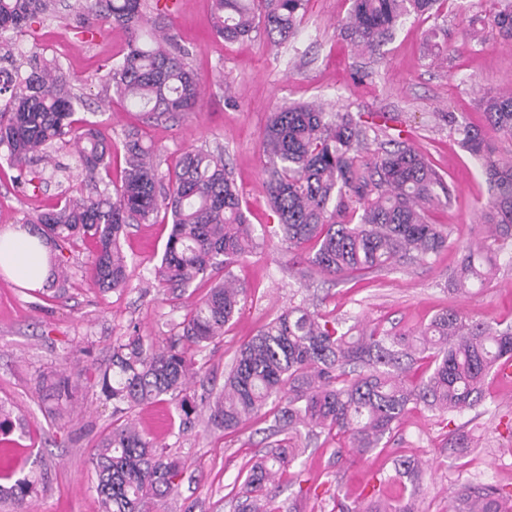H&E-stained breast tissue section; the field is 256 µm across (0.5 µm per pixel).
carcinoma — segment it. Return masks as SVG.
Masks as SVG:
<instances>
[{"label": "carcinoma", "mask_w": 512, "mask_h": 512, "mask_svg": "<svg viewBox=\"0 0 512 512\" xmlns=\"http://www.w3.org/2000/svg\"><path fill=\"white\" fill-rule=\"evenodd\" d=\"M306 0H213L216 34L224 40L248 37L261 22L266 35L286 41L294 35ZM443 0H353L343 31L362 50L374 53L402 17L433 16ZM56 0H0V38L23 30L38 15L56 12ZM80 16L123 26L129 34L123 53L107 76L116 92L149 119H178L202 97L198 76L184 61L168 28L159 22L168 5L161 0H78ZM153 23V31L143 28ZM489 24L512 42V0L500 5ZM27 69L0 67V160L17 172L26 187L43 180L34 166L50 158L56 143H73L85 191L66 197L56 208L27 215L32 234L54 250L90 236L97 257L93 284L103 292L128 283L120 237L132 223L147 221L159 210L171 214L172 232L154 266L161 288L182 291L193 281L218 280L203 301L176 324L177 333L157 346L137 328L112 343V356L98 368L97 384L124 414L168 396L175 401L179 430L195 427L202 408L208 424L236 430L252 414L273 405L277 434L271 449L250 466L238 512H278L267 485L305 453L304 441L321 434L342 436L347 447L336 453L364 455L389 439L408 411L421 406L441 413L476 408L483 384L498 365L512 360V327L500 329L474 321L454 308L436 314L412 331L377 327L343 328L337 318L302 306L289 308L244 343L217 395L187 393L200 372L195 350L224 335L239 313L244 289L233 283L230 267L258 247L221 150L192 149L179 170L163 184L153 162L154 150L138 133L126 135V167L115 192L100 189L111 145L88 122L77 133L76 97L58 68L40 54L27 57ZM487 121L502 142L512 144V91L482 99ZM376 114L327 112L299 104L271 113L264 136L269 202L277 215L276 233L289 247L313 242L316 251L303 259L299 274L346 276L414 261L443 249L448 236L425 218V208L452 199L425 157L403 140L367 157L362 153ZM463 146L480 164L489 198L481 221L490 235L463 249L448 278L458 293L485 286L512 249V154L504 157L484 131L456 124ZM428 362V375L410 379L414 365ZM96 492L102 512H142L148 497H166L179 486L185 463L148 439L131 422L115 424L93 457ZM422 478L415 460L399 456L390 479L410 485L409 500L392 507L376 496L338 512H415L412 498ZM0 485V500L23 509L36 492L28 474ZM449 512H512V494L493 485H463L454 492Z\"/></svg>", "instance_id": "obj_1"}]
</instances>
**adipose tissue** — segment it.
Here are the masks:
<instances>
[{
  "label": "adipose tissue",
  "instance_id": "adipose-tissue-1",
  "mask_svg": "<svg viewBox=\"0 0 512 512\" xmlns=\"http://www.w3.org/2000/svg\"><path fill=\"white\" fill-rule=\"evenodd\" d=\"M0 271L29 289L42 288L48 277V252L25 232L1 233Z\"/></svg>",
  "mask_w": 512,
  "mask_h": 512
}]
</instances>
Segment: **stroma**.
I'll use <instances>...</instances> for the list:
<instances>
[{
  "label": "stroma",
  "mask_w": 512,
  "mask_h": 512,
  "mask_svg": "<svg viewBox=\"0 0 512 512\" xmlns=\"http://www.w3.org/2000/svg\"><path fill=\"white\" fill-rule=\"evenodd\" d=\"M66 2L56 14L33 23L42 35L40 43L27 42L18 50L0 46V66L10 67L34 51L58 62L82 99L75 107L76 118L98 122L112 144L103 183L119 184L125 134L132 128L154 145L165 175L174 173L185 151L223 148L260 242L256 254L233 268L246 301L223 337L198 353L201 372L192 385L195 393L222 388L240 346L300 303L350 325L389 331L415 328L448 307L476 320L512 325V265L503 264L487 287L471 294L448 291V274L460 259L461 247L485 232L481 208L489 192L479 165L441 115L450 112L459 123L487 129L480 99L512 89V43L485 23L493 0H447L440 15L406 16L372 56L359 53L341 32L352 0H308L295 37L279 45L262 32L224 41L212 27L211 0H174L170 30L200 77L203 96L184 119L148 124L105 80L126 45V31L107 24L96 33L84 32L72 10L75 0ZM292 103L398 117L410 144L455 191L452 204L426 211L428 222L447 233L446 248L382 271L300 278V250L271 233L278 219L269 205L264 174L268 159L263 139L270 114ZM56 157L65 172L47 176L36 189L16 186L12 170L0 168V233L26 215L80 194L83 186L72 147H59ZM170 231L171 220L162 213L126 229L121 246L131 279L121 291L104 293L92 284L95 246L87 238L63 251V295L47 287L25 288L0 272V406L16 424L0 449V461L7 460L9 449H18L20 468L39 477L29 512H100L91 460L114 417L111 401L94 384L96 369L109 360L113 341L129 325L163 339L211 286L199 279L178 296L157 288L151 270L161 260ZM74 368L84 376L71 398H49L45 385ZM128 417L186 464L177 493L151 501L148 512H236L250 462L266 451L274 426L272 413L264 411L231 433L201 423L182 433L175 405L167 398L135 408ZM511 421L512 383L491 376L476 409L444 416L412 410L397 434L367 455L341 459L337 441H313L294 466L300 482L282 475L271 495L279 512H331L335 499L358 505L376 484L387 503L403 504L409 497L402 486L380 480L400 455L414 457L423 467L414 499L417 512H448L453 490L466 483H491L512 493V434L506 429ZM457 431L469 433L474 447L452 451L450 440ZM305 487L310 490L306 496L301 493Z\"/></svg>",
  "instance_id": "35a3bbf8"
}]
</instances>
